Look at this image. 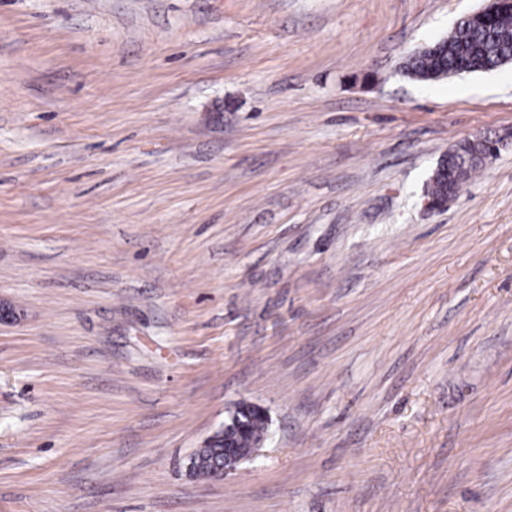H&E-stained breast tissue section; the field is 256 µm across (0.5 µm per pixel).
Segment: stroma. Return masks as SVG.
<instances>
[{"label": "stroma", "instance_id": "obj_1", "mask_svg": "<svg viewBox=\"0 0 512 512\" xmlns=\"http://www.w3.org/2000/svg\"><path fill=\"white\" fill-rule=\"evenodd\" d=\"M483 4L0 0V512H512V64L402 72ZM483 140L485 139H481L479 141L470 140L456 148V150L462 151V153H456L454 155L452 163L454 167L462 168L467 160L465 157L469 155L472 156L470 159L472 162L466 164L465 166L466 178L463 177L460 170L456 169L452 171L451 178L455 182V194H457L465 186L467 183L466 179L470 178L472 173L476 172L481 167L483 164V156L488 151L492 152L493 148L489 147V142ZM476 157L478 160L473 161ZM239 423L246 427L245 431L240 433V436H236V440L232 439V442L239 444V448L223 441L222 443L218 442L214 446L200 448L196 452L200 461L199 466L197 467L198 461L193 453L189 459V472L192 473L197 468V475L213 477V462L219 464L224 459V468L222 470L219 468L217 471L219 476H223L234 470L238 464L253 458L258 449L263 445L264 439L262 438L267 432L266 420L253 416L250 418L243 414V420L239 421ZM251 440L261 441L250 444ZM249 444V448H246Z\"/></svg>", "mask_w": 512, "mask_h": 512}]
</instances>
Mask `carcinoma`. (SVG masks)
I'll list each match as a JSON object with an SVG mask.
<instances>
[{
    "mask_svg": "<svg viewBox=\"0 0 512 512\" xmlns=\"http://www.w3.org/2000/svg\"><path fill=\"white\" fill-rule=\"evenodd\" d=\"M512 62V10L496 13L481 24L459 21L448 34L411 54L403 65L404 75L413 81H437L461 73L487 72ZM453 166L465 168L471 177L483 164V156L492 151L486 141L470 140L459 147ZM245 431L236 437L239 447L259 441L267 432L266 420L243 416ZM196 474L213 476V463L224 459V444L219 442L197 451Z\"/></svg>",
    "mask_w": 512,
    "mask_h": 512,
    "instance_id": "obj_1",
    "label": "carcinoma"
}]
</instances>
